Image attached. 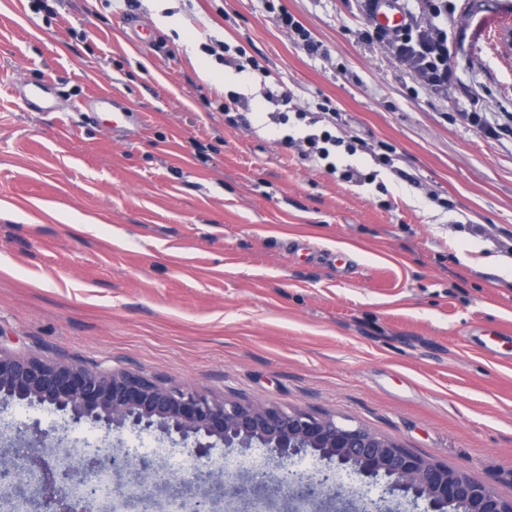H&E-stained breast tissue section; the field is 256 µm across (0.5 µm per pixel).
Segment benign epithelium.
<instances>
[{"label":"benign epithelium","mask_w":512,"mask_h":512,"mask_svg":"<svg viewBox=\"0 0 512 512\" xmlns=\"http://www.w3.org/2000/svg\"><path fill=\"white\" fill-rule=\"evenodd\" d=\"M15 404L54 406L68 415L63 430L86 421L107 428H153L173 448L192 437L199 458L209 457L218 444L247 448L258 442L282 461L309 454L322 465L277 474L248 472L241 486L201 470L178 481L159 464H143L131 473L125 458L88 443L74 447L77 464L52 465L33 452L51 447V435L31 424L16 428V434L32 452L0 461V484L12 490L0 499L5 512H13L16 499L28 512H113L116 500L124 512H166L177 500L189 512H217L219 507L222 512H267L278 501L290 504V512H320L323 497L337 484L332 462L359 476L385 480L378 498L362 499L358 512H383L382 503L399 492L415 503L425 502L426 512L449 507L455 512H512V498L366 428L331 416L171 388L142 374L0 352V412Z\"/></svg>","instance_id":"obj_1"}]
</instances>
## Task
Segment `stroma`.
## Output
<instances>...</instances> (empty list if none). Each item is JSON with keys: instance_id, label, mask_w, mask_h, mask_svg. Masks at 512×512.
<instances>
[{"instance_id": "obj_1", "label": "stroma", "mask_w": 512, "mask_h": 512, "mask_svg": "<svg viewBox=\"0 0 512 512\" xmlns=\"http://www.w3.org/2000/svg\"><path fill=\"white\" fill-rule=\"evenodd\" d=\"M46 3L0 0V351L330 415L511 497L512 50L491 20L512 28V0L436 19L400 0L448 32L444 93L362 41L365 0H169L177 31L158 0ZM195 57L241 83L202 81ZM29 78L57 84L59 112L22 105ZM92 93L127 101L133 139L78 114ZM285 93L330 101L363 150L301 160L282 139L307 126L273 118ZM475 111L509 132L485 137ZM82 436L145 455L129 428L64 434ZM206 465L233 483L276 463L255 446Z\"/></svg>"}]
</instances>
